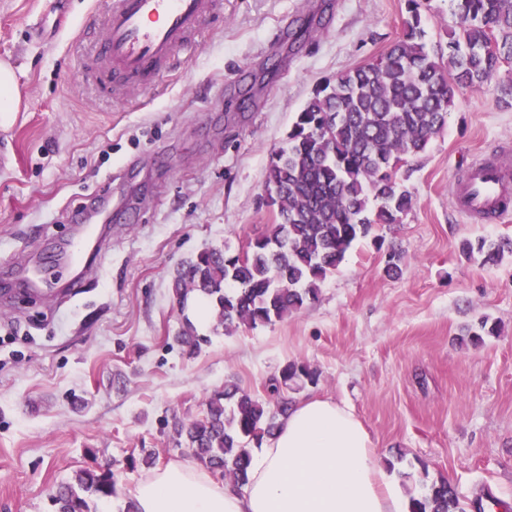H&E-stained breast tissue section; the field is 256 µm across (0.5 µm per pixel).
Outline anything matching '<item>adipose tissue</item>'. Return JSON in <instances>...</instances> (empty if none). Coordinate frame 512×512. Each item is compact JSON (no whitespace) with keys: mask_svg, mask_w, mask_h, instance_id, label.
I'll list each match as a JSON object with an SVG mask.
<instances>
[{"mask_svg":"<svg viewBox=\"0 0 512 512\" xmlns=\"http://www.w3.org/2000/svg\"><path fill=\"white\" fill-rule=\"evenodd\" d=\"M380 456L349 406L312 398L252 452L243 488L184 459L144 475L133 500L137 512H406Z\"/></svg>","mask_w":512,"mask_h":512,"instance_id":"adipose-tissue-1","label":"adipose tissue"}]
</instances>
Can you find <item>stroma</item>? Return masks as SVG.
I'll use <instances>...</instances> for the list:
<instances>
[{
	"mask_svg": "<svg viewBox=\"0 0 512 512\" xmlns=\"http://www.w3.org/2000/svg\"><path fill=\"white\" fill-rule=\"evenodd\" d=\"M107 0H0V60L21 94L0 128V512H51L57 485L110 465L112 497L90 512H124L145 475L128 457L185 459L174 420L201 417L225 384L267 396L290 362L315 382L299 402L351 406L409 486L448 477L464 499L512 500V253L494 265L461 256L463 240H512V218L466 221L453 206L473 161L512 175V64L482 89H457L445 130L409 162L417 204L381 227L401 255L356 243L318 300L257 328L217 320L195 355L177 341L176 267L203 249L241 251L268 233L266 169L296 112L336 75L382 54L398 36L405 0H222V11L174 52L155 85L99 93L83 67ZM312 22L299 45L288 34ZM106 194L111 224L95 271L51 264L76 206ZM42 270L28 302L10 289ZM496 335L461 344L480 319Z\"/></svg>",
	"mask_w": 512,
	"mask_h": 512,
	"instance_id": "35a3bbf8",
	"label": "stroma"
}]
</instances>
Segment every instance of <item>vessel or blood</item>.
I'll return each mask as SVG.
<instances>
[{"label": "vessel or blood", "instance_id": "vessel-or-blood-1", "mask_svg": "<svg viewBox=\"0 0 512 512\" xmlns=\"http://www.w3.org/2000/svg\"><path fill=\"white\" fill-rule=\"evenodd\" d=\"M218 0H112L99 36V51L86 72L96 88L124 94L151 87L174 51L196 36ZM461 216L496 222L512 213V177L479 161L465 170L453 192ZM101 208L80 214L69 239L67 261L93 268L90 244L98 240Z\"/></svg>", "mask_w": 512, "mask_h": 512}]
</instances>
